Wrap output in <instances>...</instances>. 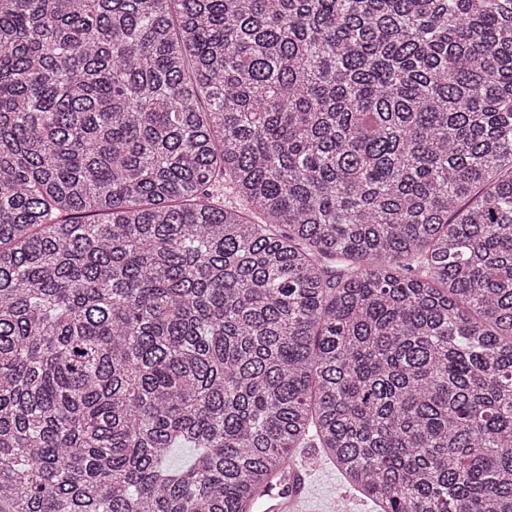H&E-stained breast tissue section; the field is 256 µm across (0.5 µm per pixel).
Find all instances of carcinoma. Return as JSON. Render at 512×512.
<instances>
[{
  "instance_id": "carcinoma-1",
  "label": "carcinoma",
  "mask_w": 512,
  "mask_h": 512,
  "mask_svg": "<svg viewBox=\"0 0 512 512\" xmlns=\"http://www.w3.org/2000/svg\"><path fill=\"white\" fill-rule=\"evenodd\" d=\"M299 448L512 512V0H0V512Z\"/></svg>"
}]
</instances>
